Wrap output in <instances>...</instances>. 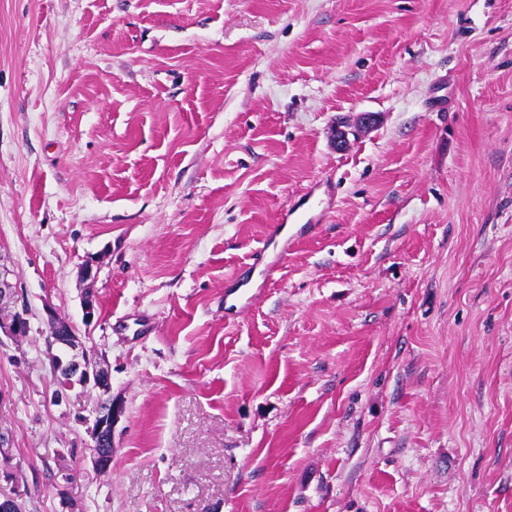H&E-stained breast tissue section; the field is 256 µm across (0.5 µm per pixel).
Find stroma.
Instances as JSON below:
<instances>
[{"mask_svg": "<svg viewBox=\"0 0 512 512\" xmlns=\"http://www.w3.org/2000/svg\"><path fill=\"white\" fill-rule=\"evenodd\" d=\"M0 264L20 512H512V0H0ZM44 313L47 324L53 329L52 348H65L68 355L67 359H59L53 366L56 379L66 386L79 385L83 389L92 385L107 400L105 409L97 405L92 411V419H86L90 424L88 432L93 443L94 469L98 474L105 475L112 464L114 427L123 412L122 405L112 399L110 371L100 362L85 356V344L76 326L60 319L50 306H45Z\"/></svg>", "mask_w": 512, "mask_h": 512, "instance_id": "stroma-1", "label": "stroma"}]
</instances>
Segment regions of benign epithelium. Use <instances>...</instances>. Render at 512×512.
I'll use <instances>...</instances> for the list:
<instances>
[{
	"label": "benign epithelium",
	"mask_w": 512,
	"mask_h": 512,
	"mask_svg": "<svg viewBox=\"0 0 512 512\" xmlns=\"http://www.w3.org/2000/svg\"><path fill=\"white\" fill-rule=\"evenodd\" d=\"M45 319L53 329L51 343L67 350V359H59L53 366L56 379L67 385L81 388L92 386L106 398L105 408H95L88 419V432L92 440L93 466L96 472H109L113 457V431L123 412L122 405L112 399L111 374L107 367L93 361L82 353L84 343L76 326L60 319L54 309L44 308ZM27 308L15 312L0 328L11 336H24L29 329Z\"/></svg>",
	"instance_id": "7a95c632"
}]
</instances>
